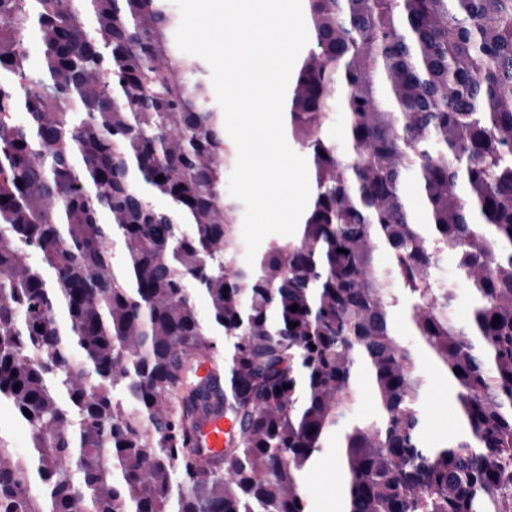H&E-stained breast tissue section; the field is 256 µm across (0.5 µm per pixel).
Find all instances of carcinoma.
<instances>
[{"label":"carcinoma","instance_id":"obj_1","mask_svg":"<svg viewBox=\"0 0 512 512\" xmlns=\"http://www.w3.org/2000/svg\"><path fill=\"white\" fill-rule=\"evenodd\" d=\"M306 2L286 129L313 194L250 267L169 0H0V404L28 434L0 431V512H309L302 472L345 419L347 512H512V0ZM418 346L465 437L425 442ZM362 391L374 420L348 419ZM200 409L237 422L205 465ZM453 317L457 324L468 327L472 320V302L467 289L461 284L457 290V298L454 304Z\"/></svg>","mask_w":512,"mask_h":512}]
</instances>
